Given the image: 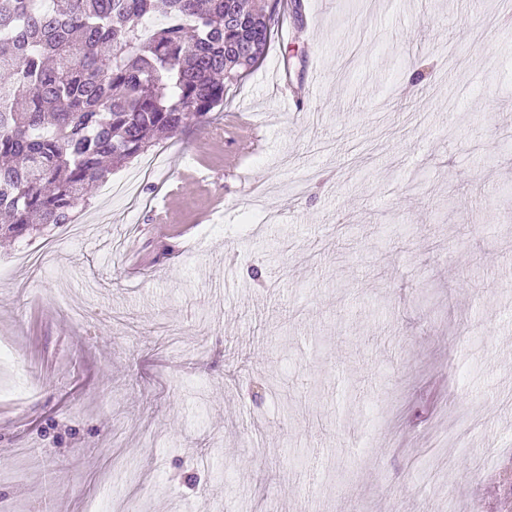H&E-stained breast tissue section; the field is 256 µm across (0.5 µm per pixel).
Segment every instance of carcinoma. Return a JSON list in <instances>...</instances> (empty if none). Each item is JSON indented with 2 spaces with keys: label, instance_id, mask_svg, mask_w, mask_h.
Instances as JSON below:
<instances>
[{
  "label": "carcinoma",
  "instance_id": "cac0c4a2",
  "mask_svg": "<svg viewBox=\"0 0 512 512\" xmlns=\"http://www.w3.org/2000/svg\"><path fill=\"white\" fill-rule=\"evenodd\" d=\"M0 0V234L68 224L84 189L224 105L264 59L278 2Z\"/></svg>",
  "mask_w": 512,
  "mask_h": 512
}]
</instances>
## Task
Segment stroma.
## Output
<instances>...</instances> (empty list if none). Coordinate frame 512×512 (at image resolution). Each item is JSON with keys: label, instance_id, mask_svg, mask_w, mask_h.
Here are the masks:
<instances>
[{"label": "stroma", "instance_id": "35a3bbf8", "mask_svg": "<svg viewBox=\"0 0 512 512\" xmlns=\"http://www.w3.org/2000/svg\"><path fill=\"white\" fill-rule=\"evenodd\" d=\"M214 115L0 240V512H512V0H292Z\"/></svg>", "mask_w": 512, "mask_h": 512}]
</instances>
